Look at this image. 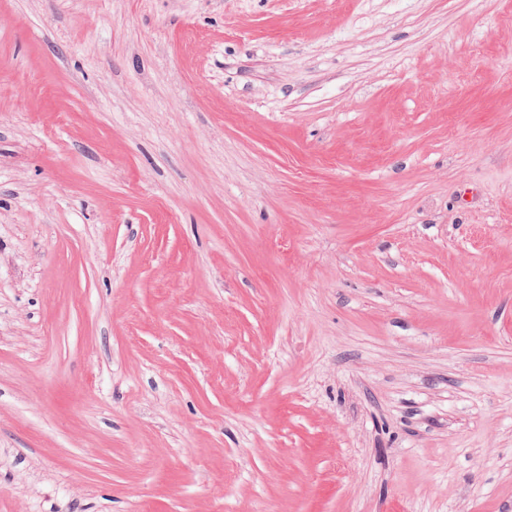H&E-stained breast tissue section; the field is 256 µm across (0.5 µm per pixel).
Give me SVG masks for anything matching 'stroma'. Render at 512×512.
<instances>
[{
  "label": "stroma",
  "mask_w": 512,
  "mask_h": 512,
  "mask_svg": "<svg viewBox=\"0 0 512 512\" xmlns=\"http://www.w3.org/2000/svg\"><path fill=\"white\" fill-rule=\"evenodd\" d=\"M0 512H512V0H0Z\"/></svg>",
  "instance_id": "35a3bbf8"
}]
</instances>
